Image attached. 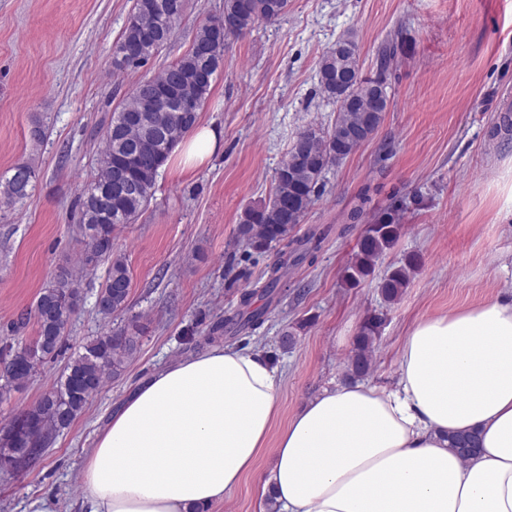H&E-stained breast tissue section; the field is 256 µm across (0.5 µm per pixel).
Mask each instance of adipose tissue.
<instances>
[{
  "mask_svg": "<svg viewBox=\"0 0 512 512\" xmlns=\"http://www.w3.org/2000/svg\"><path fill=\"white\" fill-rule=\"evenodd\" d=\"M279 369L217 346L141 382L82 469L83 512H196L255 469ZM475 432L461 457L452 436ZM273 512H512V294L418 321L394 387L360 382L291 416L259 485Z\"/></svg>",
  "mask_w": 512,
  "mask_h": 512,
  "instance_id": "obj_1",
  "label": "adipose tissue"
}]
</instances>
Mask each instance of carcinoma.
<instances>
[{
  "label": "carcinoma",
  "mask_w": 512,
  "mask_h": 512,
  "mask_svg": "<svg viewBox=\"0 0 512 512\" xmlns=\"http://www.w3.org/2000/svg\"><path fill=\"white\" fill-rule=\"evenodd\" d=\"M287 9L288 0H224L223 16L199 25L189 50L159 76L139 81L128 100L111 113L96 172L79 195L81 269L88 274L100 261H110L107 279L97 296L99 314L110 317L128 310L130 271L126 257L113 252L114 233L120 226L135 223L149 206L159 169L196 126L212 84L224 69L226 40L244 35L260 23L280 19ZM185 10L186 0H134L117 42V52L123 58L115 61V67L143 66L171 42ZM347 67L353 70V77L361 75L358 47L351 31L342 34L318 63V82L325 98L336 105V120L327 129L308 127L300 132L276 170L268 200L243 210L237 237L247 248L264 252L287 239L314 203L315 188L324 172L361 147L359 143L336 142L340 129L360 124L365 111L364 101L353 103L341 98L337 70ZM182 100L193 102L195 110L178 111L176 103ZM11 171L10 176L0 177V204L7 207L24 203L37 179L35 168L25 161L15 164ZM21 173L23 181L17 178ZM401 231L402 225L389 212L366 225L354 259L343 270L344 283L356 288L373 274L378 260L397 244ZM319 246L320 239L314 235L300 239L290 258L299 262ZM417 266L416 256L409 255L387 272L378 285L384 302L391 304L398 299ZM81 301L80 281L69 269L60 268L37 296L34 340L11 349L8 358L0 362L1 400L57 354ZM242 303L246 311L237 327L260 324L267 310L251 307V295L247 293ZM382 326L380 313L369 314L363 320L348 359V380L371 372ZM142 333V326L133 318L120 331L105 332L87 341L83 352L72 358L50 391L6 428L4 438L10 446L25 448L31 442L45 443L48 435L68 428L106 380L123 371L137 352ZM19 425L27 428L26 438L10 437Z\"/></svg>",
  "instance_id": "cac0c4a2"
}]
</instances>
